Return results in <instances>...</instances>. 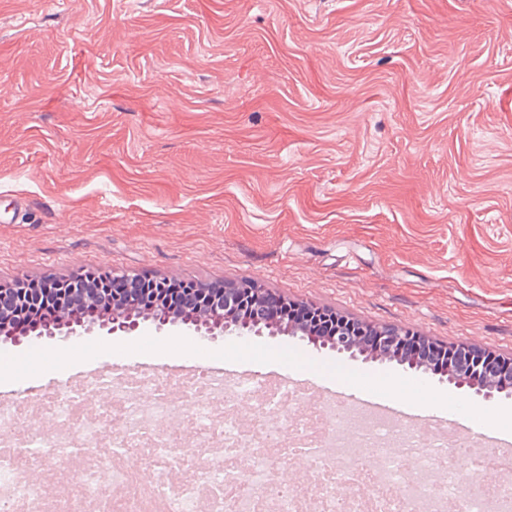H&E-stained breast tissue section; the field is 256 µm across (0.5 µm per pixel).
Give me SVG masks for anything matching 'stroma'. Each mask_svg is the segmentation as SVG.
<instances>
[{
  "label": "stroma",
  "mask_w": 512,
  "mask_h": 512,
  "mask_svg": "<svg viewBox=\"0 0 512 512\" xmlns=\"http://www.w3.org/2000/svg\"><path fill=\"white\" fill-rule=\"evenodd\" d=\"M85 269L277 298L512 358V0H0V283ZM483 400L297 336L37 339L0 393L52 394L104 347Z\"/></svg>",
  "instance_id": "stroma-1"
}]
</instances>
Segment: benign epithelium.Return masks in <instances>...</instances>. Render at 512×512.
Segmentation results:
<instances>
[{
    "label": "benign epithelium",
    "mask_w": 512,
    "mask_h": 512,
    "mask_svg": "<svg viewBox=\"0 0 512 512\" xmlns=\"http://www.w3.org/2000/svg\"><path fill=\"white\" fill-rule=\"evenodd\" d=\"M140 280L142 277L138 274L114 271L98 280L96 288L86 287L87 278L82 275L50 283L44 289L45 293H58L74 306H89L100 312V318L88 323L77 317V313L70 311L69 307L61 306L53 311L51 321L38 334V338L66 341L73 336L90 334L96 330L108 335H130L139 328L143 318L152 320L159 331L168 325L182 323L193 327L198 335L212 338L223 335L260 336L266 329L271 336L278 333L299 335L318 350L346 352L351 358L361 356L365 360H400L425 374L441 375L448 378L450 383L466 386L486 401L494 399L497 393L512 390V359L497 361L495 356L485 351L451 347L448 349V359L454 360V365L440 371L431 363L404 354L403 344L413 335L409 330L382 328L376 331L375 339L370 343L351 323H337L324 332L316 320L299 325L290 319V301L286 299L280 300L283 313L273 320L264 321V327L261 328L257 323L252 325L243 320L242 314L251 304L263 300L264 290L261 288H250L240 293L235 288H226L224 293L218 295L211 288L196 286L191 289L186 307L191 312V319L183 320L165 303V296L170 290V281L167 279L151 280L147 295L134 291L123 294L116 288L118 283ZM8 295L11 299V318L6 321L0 319V332L9 331L10 341L15 345L27 344L33 336L27 331H12L9 324L11 319L34 311L39 298L24 283L13 285Z\"/></svg>",
    "instance_id": "benign-epithelium-1"
}]
</instances>
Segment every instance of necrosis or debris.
Instances as JSON below:
<instances>
[{"label":"necrosis or debris","mask_w":512,"mask_h":512,"mask_svg":"<svg viewBox=\"0 0 512 512\" xmlns=\"http://www.w3.org/2000/svg\"><path fill=\"white\" fill-rule=\"evenodd\" d=\"M192 441L168 427L181 402ZM55 422L45 433L25 398L0 402V512H512V453L471 450L464 466L437 433L324 402L306 411L287 386L224 381L199 370L172 396L156 373L102 374L43 397ZM144 458L151 481L127 465ZM309 476L284 483L288 461ZM76 460L54 499L28 469ZM500 479L488 484L486 471ZM349 486L335 492L337 483Z\"/></svg>","instance_id":"obj_1"}]
</instances>
